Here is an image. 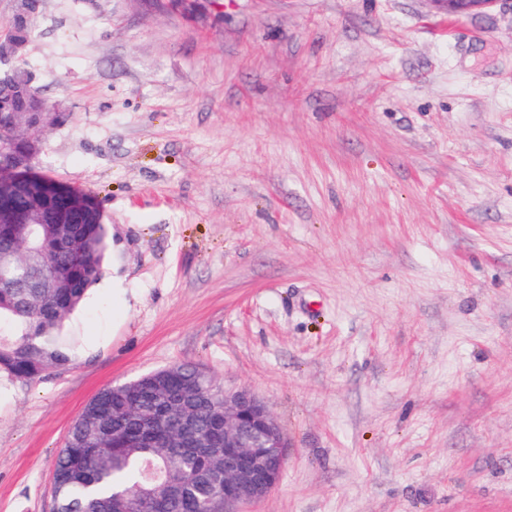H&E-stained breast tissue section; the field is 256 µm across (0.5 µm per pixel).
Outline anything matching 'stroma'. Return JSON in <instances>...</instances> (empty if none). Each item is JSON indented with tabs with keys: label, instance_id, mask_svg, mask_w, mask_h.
I'll return each instance as SVG.
<instances>
[{
	"label": "stroma",
	"instance_id": "stroma-1",
	"mask_svg": "<svg viewBox=\"0 0 512 512\" xmlns=\"http://www.w3.org/2000/svg\"><path fill=\"white\" fill-rule=\"evenodd\" d=\"M26 65L70 115L36 169L136 298L0 371V512H52L84 405L183 363L284 430L246 512H512V5L43 0ZM447 9L448 15L465 16L495 6L505 0H433Z\"/></svg>",
	"mask_w": 512,
	"mask_h": 512
}]
</instances>
